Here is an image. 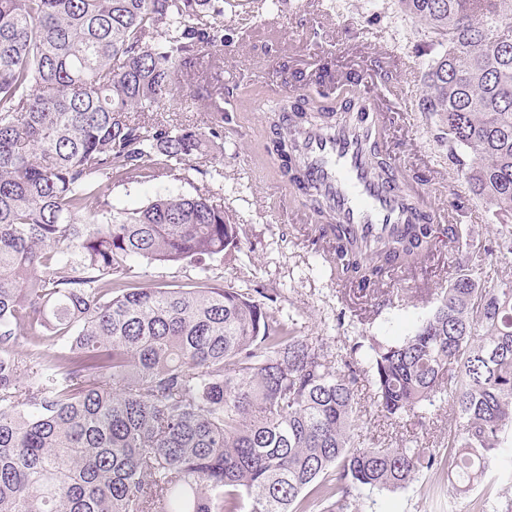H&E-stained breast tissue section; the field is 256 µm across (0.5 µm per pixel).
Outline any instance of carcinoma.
<instances>
[{
  "mask_svg": "<svg viewBox=\"0 0 512 512\" xmlns=\"http://www.w3.org/2000/svg\"><path fill=\"white\" fill-rule=\"evenodd\" d=\"M444 51L422 111L469 195L512 224V0H399ZM215 0H0V512H358L365 493L450 469L485 485L512 430V281L486 288L472 256L402 340L367 336L381 416L423 427L448 401V454L355 432L357 369L265 307L208 283L238 226L211 189L136 211L102 182L177 177L224 140V98L195 82L215 126L146 119L224 43ZM271 152L297 183L288 135ZM327 262L360 297L457 224L366 242L331 224ZM197 265L190 288H144L132 261ZM264 298L260 302L254 295ZM29 352L16 355L18 337Z\"/></svg>",
  "mask_w": 512,
  "mask_h": 512,
  "instance_id": "carcinoma-1",
  "label": "carcinoma"
}]
</instances>
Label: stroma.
<instances>
[{
  "label": "stroma",
  "instance_id": "1",
  "mask_svg": "<svg viewBox=\"0 0 512 512\" xmlns=\"http://www.w3.org/2000/svg\"><path fill=\"white\" fill-rule=\"evenodd\" d=\"M224 26L223 45L205 52L200 76L220 73L226 90L238 94L236 112L224 123V149L209 154L207 168L220 170L212 186L214 200L239 226L238 246L229 261H216L209 272L212 283L224 288H268L277 295L269 309L295 325L299 335L323 340L332 354L345 353L351 337L378 336L401 339L413 334L454 277L457 248L440 243L429 260L410 265L395 287L403 300L383 311L374 323L354 320L337 326L338 301L343 289L336 283L325 253L331 245L314 241L309 225L288 208H269L266 198L287 200L288 184L266 172L261 144L267 135L265 108L274 106L279 86L293 84L296 75H310L313 63L331 62L335 41L348 43L351 50L370 56L381 48L392 49L401 63L394 81L409 85L407 102L399 104L391 135L396 156L428 162L443 170L444 179L434 185L431 196L439 205L466 197L463 180L448 170V149L438 141L433 119L421 112L423 76L432 58L417 52L419 44L431 41L423 24L404 14L398 0H319L320 17L308 12V0H265L263 9L251 0H219ZM280 18L283 34L271 40L260 25L261 15ZM413 124L414 135H406L405 124ZM201 176L193 165H185L179 179L143 180L112 188V202L121 209L135 210L162 194L191 195ZM141 286L158 283L188 285L198 271L189 264L154 265L134 263ZM371 352L362 349L356 360L362 370L358 380L360 397L357 428L364 436L378 435L395 440L406 433L402 424L381 417L373 402L368 370ZM490 495L473 492L452 501L453 512H503L512 501V460L501 458L492 465ZM444 471H429L407 488L376 492L362 500L361 512H432L440 491L449 489Z\"/></svg>",
  "mask_w": 512,
  "mask_h": 512
}]
</instances>
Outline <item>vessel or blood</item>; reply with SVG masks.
I'll use <instances>...</instances> for the list:
<instances>
[{
	"mask_svg": "<svg viewBox=\"0 0 512 512\" xmlns=\"http://www.w3.org/2000/svg\"><path fill=\"white\" fill-rule=\"evenodd\" d=\"M395 60L392 50L378 54L371 65L336 71L332 80L313 73L300 94L332 93L337 102L333 123L323 127L288 114L287 120L301 159L299 176L313 198L327 201L334 223L358 229L364 239L407 229L411 224H453L455 208L433 207L420 199L391 165L373 169L375 154L388 153L385 75Z\"/></svg>",
	"mask_w": 512,
	"mask_h": 512,
	"instance_id": "b4317fda",
	"label": "vessel or blood"
}]
</instances>
